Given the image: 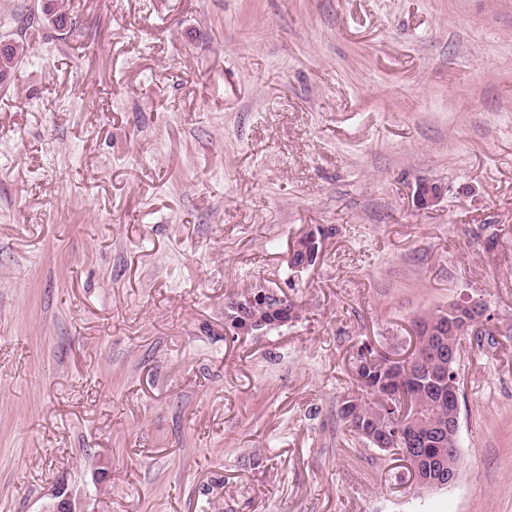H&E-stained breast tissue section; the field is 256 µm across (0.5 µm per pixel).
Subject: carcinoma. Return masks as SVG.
I'll use <instances>...</instances> for the list:
<instances>
[{
	"label": "carcinoma",
	"instance_id": "1",
	"mask_svg": "<svg viewBox=\"0 0 512 512\" xmlns=\"http://www.w3.org/2000/svg\"><path fill=\"white\" fill-rule=\"evenodd\" d=\"M42 13L45 19L63 27L68 22L65 0H43ZM27 53L24 42L10 41L0 46V81L7 80ZM301 306L289 301L284 308L273 310L257 303L252 314L269 321L286 319L296 321L301 317ZM463 336L450 334L418 337L417 347L410 357L411 371L387 357L361 354L357 376L358 393L346 399L341 412L348 430L369 446L374 443L367 433L391 434L399 430L403 417L399 415V399L394 394L406 393L417 402L419 415L423 418L422 442L416 456L420 465L435 472L460 456L456 442L441 444L435 438L437 428L448 423V413L457 412L456 406H448V398L438 399L430 392L432 375L443 360L442 351L453 348L456 357H461Z\"/></svg>",
	"mask_w": 512,
	"mask_h": 512
}]
</instances>
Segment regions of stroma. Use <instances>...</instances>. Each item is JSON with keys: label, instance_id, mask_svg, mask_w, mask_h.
<instances>
[{"label": "stroma", "instance_id": "1", "mask_svg": "<svg viewBox=\"0 0 512 512\" xmlns=\"http://www.w3.org/2000/svg\"><path fill=\"white\" fill-rule=\"evenodd\" d=\"M41 4L0 0V512H512V0ZM255 288L301 319L226 332ZM467 297L460 471L418 499L340 410ZM27 53V45L21 40L9 41L0 47V81L7 80L15 71L22 57ZM442 197V188L431 181H421L415 191V203L418 208L429 209L438 204ZM320 254V241L315 233L300 236L288 253V267L295 274H301L314 266Z\"/></svg>", "mask_w": 512, "mask_h": 512}]
</instances>
